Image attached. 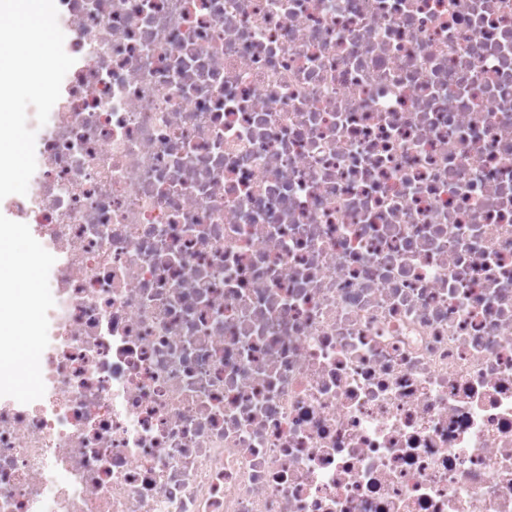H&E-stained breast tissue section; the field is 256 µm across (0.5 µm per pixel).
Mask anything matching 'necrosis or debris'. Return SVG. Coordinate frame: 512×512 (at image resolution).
Instances as JSON below:
<instances>
[{
	"label": "necrosis or debris",
	"mask_w": 512,
	"mask_h": 512,
	"mask_svg": "<svg viewBox=\"0 0 512 512\" xmlns=\"http://www.w3.org/2000/svg\"><path fill=\"white\" fill-rule=\"evenodd\" d=\"M40 4L0 512H512V0ZM38 265H33V271L28 279L20 281L14 285L15 288V303L10 314L6 317L5 322L11 330V333L6 336H14L17 348L23 343L30 344L28 336H26L27 329L33 323V317L30 315V307L28 304V288L31 283H36L38 280Z\"/></svg>",
	"instance_id": "obj_1"
}]
</instances>
